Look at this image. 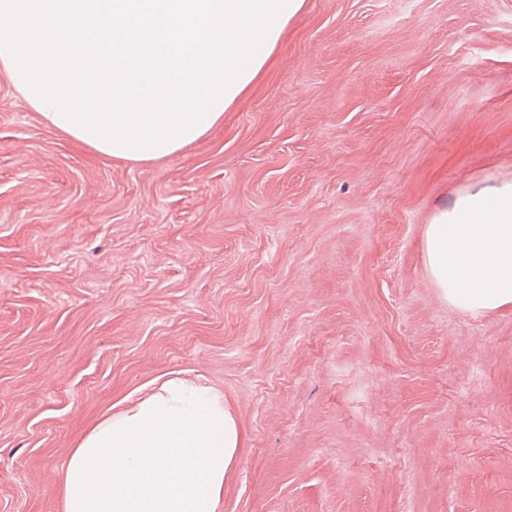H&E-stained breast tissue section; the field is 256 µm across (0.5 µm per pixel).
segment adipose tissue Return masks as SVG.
<instances>
[{
    "mask_svg": "<svg viewBox=\"0 0 512 512\" xmlns=\"http://www.w3.org/2000/svg\"><path fill=\"white\" fill-rule=\"evenodd\" d=\"M305 0H0V72L51 128L110 158H169L222 122ZM441 298L512 305V180L466 188L424 232ZM243 446L212 386L127 397L70 450L60 512H220Z\"/></svg>",
    "mask_w": 512,
    "mask_h": 512,
    "instance_id": "ef3b65f1",
    "label": "adipose tissue"
}]
</instances>
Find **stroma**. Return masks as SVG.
Listing matches in <instances>:
<instances>
[{
  "mask_svg": "<svg viewBox=\"0 0 512 512\" xmlns=\"http://www.w3.org/2000/svg\"><path fill=\"white\" fill-rule=\"evenodd\" d=\"M512 179V0H306L221 124L100 157L0 74V512L170 372L245 443L220 512H512V307L425 268L433 213Z\"/></svg>",
  "mask_w": 512,
  "mask_h": 512,
  "instance_id": "obj_1",
  "label": "stroma"
}]
</instances>
